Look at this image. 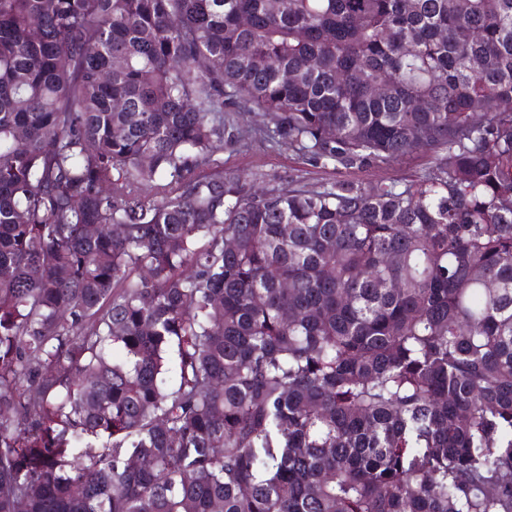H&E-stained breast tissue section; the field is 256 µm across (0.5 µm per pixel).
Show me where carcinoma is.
Returning a JSON list of instances; mask_svg holds the SVG:
<instances>
[{
	"label": "carcinoma",
	"mask_w": 512,
	"mask_h": 512,
	"mask_svg": "<svg viewBox=\"0 0 512 512\" xmlns=\"http://www.w3.org/2000/svg\"><path fill=\"white\" fill-rule=\"evenodd\" d=\"M0 512H512V0H0ZM245 117L249 125L245 140L240 144L224 146L218 151L215 162L224 165V170H233L244 176L263 174L265 183L270 187L288 188L301 182L309 185H319L344 176L368 184L380 178L400 179L417 175L426 167L428 159L423 154H417L402 162H394L365 170H345L333 166H322L302 159L291 151L278 150L267 142L254 138L249 132L264 125V117L259 110H253Z\"/></svg>",
	"instance_id": "obj_1"
}]
</instances>
